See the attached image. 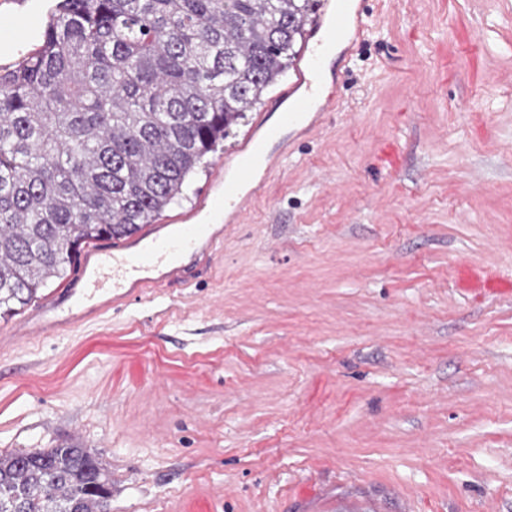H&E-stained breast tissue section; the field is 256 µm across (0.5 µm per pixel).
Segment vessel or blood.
<instances>
[{"label":"vessel or blood","mask_w":512,"mask_h":512,"mask_svg":"<svg viewBox=\"0 0 512 512\" xmlns=\"http://www.w3.org/2000/svg\"><path fill=\"white\" fill-rule=\"evenodd\" d=\"M372 12L361 0H323L309 24L294 77L279 95L285 108L278 116L259 113L254 132L277 143L264 168L250 160L252 140H244L233 157L214 174L210 190L189 211L146 225L134 236L112 246H86L80 272L65 288L38 301L8 328L0 330V354L13 352L41 337L63 336L85 325H96L113 311L146 297L158 288L188 286L193 272L212 267L233 228L243 223L251 202L263 196L271 170L288 157L293 140L319 129L336 95H324L328 78L325 56L347 30L363 38Z\"/></svg>","instance_id":"1"}]
</instances>
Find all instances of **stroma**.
<instances>
[{"instance_id": "stroma-1", "label": "stroma", "mask_w": 512, "mask_h": 512, "mask_svg": "<svg viewBox=\"0 0 512 512\" xmlns=\"http://www.w3.org/2000/svg\"><path fill=\"white\" fill-rule=\"evenodd\" d=\"M370 7L207 273L0 357L1 453L84 448L109 512H512V0Z\"/></svg>"}]
</instances>
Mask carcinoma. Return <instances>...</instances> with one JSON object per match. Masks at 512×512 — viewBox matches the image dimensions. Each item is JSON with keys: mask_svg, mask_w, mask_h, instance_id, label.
<instances>
[{"mask_svg": "<svg viewBox=\"0 0 512 512\" xmlns=\"http://www.w3.org/2000/svg\"><path fill=\"white\" fill-rule=\"evenodd\" d=\"M320 0H58L0 67V315L184 196L298 56ZM112 480L73 444L0 453V512H103Z\"/></svg>", "mask_w": 512, "mask_h": 512, "instance_id": "obj_1", "label": "carcinoma"}]
</instances>
